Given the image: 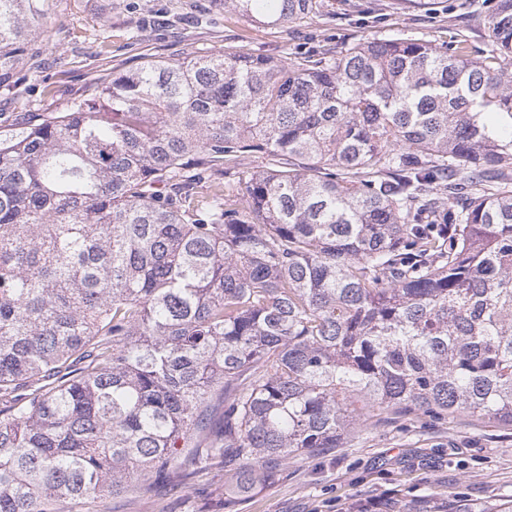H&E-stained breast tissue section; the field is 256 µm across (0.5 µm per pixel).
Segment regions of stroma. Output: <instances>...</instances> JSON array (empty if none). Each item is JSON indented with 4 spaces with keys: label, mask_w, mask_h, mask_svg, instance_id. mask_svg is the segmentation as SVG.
Masks as SVG:
<instances>
[{
    "label": "stroma",
    "mask_w": 512,
    "mask_h": 512,
    "mask_svg": "<svg viewBox=\"0 0 512 512\" xmlns=\"http://www.w3.org/2000/svg\"><path fill=\"white\" fill-rule=\"evenodd\" d=\"M285 25L246 18L214 0H47L40 33L27 44L18 84L0 87V112H41L85 94L94 78L149 59L177 60L231 47L287 63L373 37L436 46L464 39L480 58L493 47L487 17L497 0H317ZM277 480L229 512H349L392 497L462 492L478 503L512 497V426L459 413L373 411L340 447L278 463ZM223 460L183 466L87 504L86 512H228Z\"/></svg>",
    "instance_id": "stroma-1"
}]
</instances>
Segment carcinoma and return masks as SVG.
I'll use <instances>...</instances> for the list:
<instances>
[{
  "label": "carcinoma",
  "instance_id": "1",
  "mask_svg": "<svg viewBox=\"0 0 512 512\" xmlns=\"http://www.w3.org/2000/svg\"><path fill=\"white\" fill-rule=\"evenodd\" d=\"M288 22L314 0H221ZM39 0H0V78ZM470 57L374 37L97 79L0 129V512L336 448L372 408L512 425V0ZM252 158L259 165L239 169ZM222 423L197 440L209 400ZM383 512H512L462 496Z\"/></svg>",
  "mask_w": 512,
  "mask_h": 512
}]
</instances>
